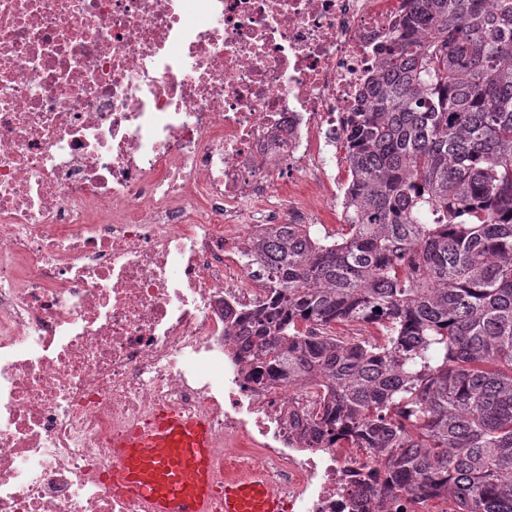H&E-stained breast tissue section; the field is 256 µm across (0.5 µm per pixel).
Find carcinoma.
Masks as SVG:
<instances>
[{"mask_svg":"<svg viewBox=\"0 0 512 512\" xmlns=\"http://www.w3.org/2000/svg\"><path fill=\"white\" fill-rule=\"evenodd\" d=\"M346 121V229L270 224L269 288L235 316L247 383L325 390L316 441L352 434L388 484L512 512V0H412ZM378 326L342 339L336 322Z\"/></svg>","mask_w":512,"mask_h":512,"instance_id":"1","label":"carcinoma"}]
</instances>
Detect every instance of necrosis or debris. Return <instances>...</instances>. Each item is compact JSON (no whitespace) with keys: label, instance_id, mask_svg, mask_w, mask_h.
<instances>
[{"label":"necrosis or debris","instance_id":"1","mask_svg":"<svg viewBox=\"0 0 512 512\" xmlns=\"http://www.w3.org/2000/svg\"><path fill=\"white\" fill-rule=\"evenodd\" d=\"M410 2L0 0V512H149L109 473L161 407L282 512H367L371 451L309 442L320 390L245 382L224 311L267 296L257 226L343 205L344 119Z\"/></svg>","mask_w":512,"mask_h":512}]
</instances>
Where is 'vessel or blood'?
I'll return each mask as SVG.
<instances>
[{
    "mask_svg": "<svg viewBox=\"0 0 512 512\" xmlns=\"http://www.w3.org/2000/svg\"><path fill=\"white\" fill-rule=\"evenodd\" d=\"M213 441L208 423L178 411L158 413L123 440L112 466L118 492L147 503L151 512H281V494L252 474L216 487Z\"/></svg>",
    "mask_w": 512,
    "mask_h": 512,
    "instance_id": "b4317fda",
    "label": "vessel or blood"
}]
</instances>
